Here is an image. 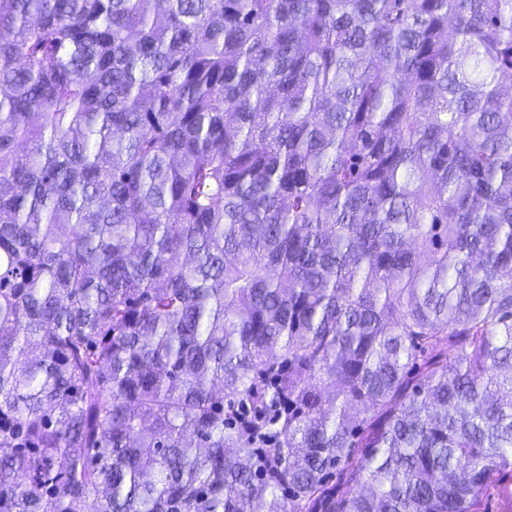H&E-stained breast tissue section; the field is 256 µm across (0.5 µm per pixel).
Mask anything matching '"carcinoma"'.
Listing matches in <instances>:
<instances>
[{"instance_id":"1","label":"carcinoma","mask_w":512,"mask_h":512,"mask_svg":"<svg viewBox=\"0 0 512 512\" xmlns=\"http://www.w3.org/2000/svg\"><path fill=\"white\" fill-rule=\"evenodd\" d=\"M0 448V512H477L512 0H0Z\"/></svg>"}]
</instances>
